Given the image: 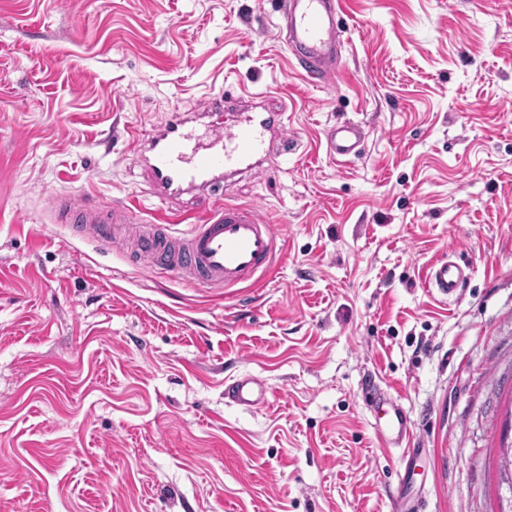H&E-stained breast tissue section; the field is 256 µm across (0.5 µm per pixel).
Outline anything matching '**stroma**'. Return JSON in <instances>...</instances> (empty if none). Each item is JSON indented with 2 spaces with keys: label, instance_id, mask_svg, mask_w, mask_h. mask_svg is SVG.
Here are the masks:
<instances>
[{
  "label": "stroma",
  "instance_id": "1",
  "mask_svg": "<svg viewBox=\"0 0 512 512\" xmlns=\"http://www.w3.org/2000/svg\"><path fill=\"white\" fill-rule=\"evenodd\" d=\"M306 83L271 0H0V512H498L512 416V0H344ZM268 92L288 153L228 202L281 233L234 288L140 268L52 195L152 202L126 130ZM363 127L330 157L325 128ZM466 266L438 302L426 269ZM261 379L268 402L224 382ZM414 457L379 447L369 378ZM266 394L265 384L253 376L233 379L224 387V397L237 405L250 408L263 405L267 401ZM373 392L378 407L384 409L387 417L385 428L378 432L377 439L384 448H397L404 442L409 443L411 429L406 413L399 403L400 396H392L372 380L367 385Z\"/></svg>",
  "mask_w": 512,
  "mask_h": 512
}]
</instances>
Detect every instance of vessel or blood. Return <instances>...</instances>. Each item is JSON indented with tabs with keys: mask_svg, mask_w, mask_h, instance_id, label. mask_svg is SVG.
<instances>
[{
	"mask_svg": "<svg viewBox=\"0 0 512 512\" xmlns=\"http://www.w3.org/2000/svg\"><path fill=\"white\" fill-rule=\"evenodd\" d=\"M340 9L338 0L277 2L287 29V48L310 84H321L336 71ZM285 130L283 113L269 106L266 94L209 96L194 111L171 112L157 129L127 131L132 160L144 176L147 193L162 205L160 231L148 232L132 223L136 207L131 203L92 207L63 193L54 195V211L65 223L92 227L103 244L110 242L113 225H124L138 240L137 262L147 271L190 277L210 288L236 287L273 268L281 235L257 208L229 204L224 193L236 176L264 165L277 167L275 146L284 141ZM361 135L360 126L351 122L326 129L329 154L350 156ZM187 196L207 199L206 210H179ZM177 224L188 225L186 236L171 233ZM464 281L463 269L445 258L427 269V287L444 300L459 296ZM368 389L387 415L386 426L377 435L379 444L396 448L410 441L409 421L398 397L373 382ZM224 395L250 408L267 400L264 383L253 376L233 379L225 385Z\"/></svg>",
	"mask_w": 512,
	"mask_h": 512,
	"instance_id": "b4317fda",
	"label": "vessel or blood"
}]
</instances>
